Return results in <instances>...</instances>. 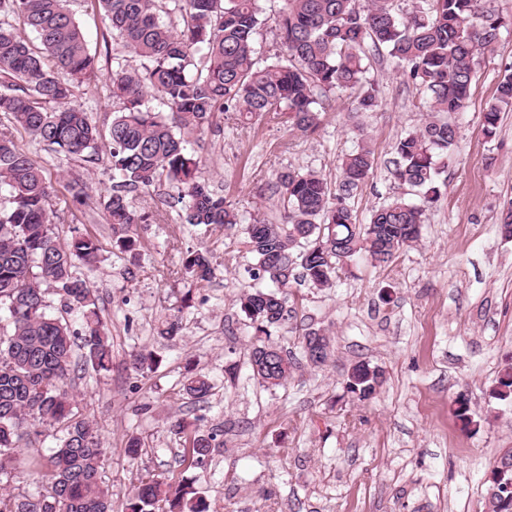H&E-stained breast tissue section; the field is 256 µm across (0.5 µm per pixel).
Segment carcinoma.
Instances as JSON below:
<instances>
[{
    "label": "carcinoma",
    "instance_id": "obj_1",
    "mask_svg": "<svg viewBox=\"0 0 512 512\" xmlns=\"http://www.w3.org/2000/svg\"><path fill=\"white\" fill-rule=\"evenodd\" d=\"M112 39L139 61L132 68L113 55L112 100L118 104L108 132L112 184L100 196L116 243L136 246L129 232L161 215L133 209L128 195L162 179L178 185L181 219L193 226L226 228L240 223L239 212L201 180V160L191 138L208 128L217 112L244 125L286 119L303 135L315 131L319 96L331 91L358 93L357 110L378 106L376 89L365 87L371 60L389 58L422 90L433 116L395 142L391 174L418 191L424 202L437 194L438 158L456 145L451 115L470 99L476 67L496 50L504 18L492 0H427V7L400 12L394 0H286L274 18L284 54L261 66L254 35L266 23L260 0H90ZM179 13L182 25L161 15ZM16 15L36 34V47L15 31ZM98 56L90 52L69 0H0V186L9 187V207L0 208V313L9 329L0 330V477L14 469L20 442L40 435L41 426L58 429V445L48 459L50 483L36 495L0 492V512H113L112 494L99 468L103 448L92 425L73 413L66 381L75 367L101 371L112 362V344L90 280L102 248L89 232L73 231L63 241L51 215V186L40 161L17 145L12 129L69 158L96 163L102 136L76 103L79 84L95 76ZM150 92L169 107L146 106ZM512 105V67L500 74L495 101L484 113L483 130L495 133L501 108ZM374 166L367 145L346 154L341 182L332 187L316 171L288 168L275 173L270 196L282 204L281 222L257 219L243 228L244 244L255 259L251 286L237 302L250 320L256 342L248 352L252 377L267 389L285 385L294 363L265 337L286 321L287 289L295 269L314 288H330L350 262L366 257L387 264L420 240L425 206L399 195L362 224L351 198ZM183 269L195 282L214 274L209 251L186 254ZM76 313L78 326L47 311L45 287ZM183 330L181 318L162 320L158 334L172 340ZM83 349L75 359V347ZM303 356L325 365L332 339L323 329L306 332ZM384 372L356 365L346 391L360 402L374 397ZM213 384L195 376L184 385L194 399L208 397ZM218 434L189 439L191 464L203 466L219 447ZM489 512L512 509V469L487 497ZM128 512H207L203 497L178 481L141 480Z\"/></svg>",
    "mask_w": 512,
    "mask_h": 512
}]
</instances>
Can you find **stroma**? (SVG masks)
Instances as JSON below:
<instances>
[{
  "instance_id": "1",
  "label": "stroma",
  "mask_w": 512,
  "mask_h": 512,
  "mask_svg": "<svg viewBox=\"0 0 512 512\" xmlns=\"http://www.w3.org/2000/svg\"><path fill=\"white\" fill-rule=\"evenodd\" d=\"M494 6L510 24L495 54L481 60L469 104L454 118L456 147L443 161L420 241L386 265L356 259L332 288L292 283L291 316L270 340L298 367L274 391L250 376L252 330L236 298L249 283L253 257L240 227L183 223L179 190L164 180L132 196L136 210L160 212L162 221L136 225V250L120 252L99 206L111 183L108 162L70 159L17 133L53 187L60 238L79 225L102 248L91 281L112 337V367L72 373L68 385L75 413L94 424L102 442L100 476L115 512H125L131 489L148 476L192 483L209 512H486V477L512 451V397L495 396L501 373L512 367V238L499 227L512 200V107L502 110L495 136L483 133L498 75L512 66V0ZM69 8L99 59L96 78L80 86L77 101L105 133L113 112L112 36L89 0H70ZM368 77L378 85V107L360 112L353 94H330L312 134L290 133L284 123L240 126L219 113L193 140L204 179L234 204L242 224L256 217L279 222L278 201L267 190L277 170H314L335 184L342 157L364 141L375 162L352 201L359 221L402 194L388 161L396 139L424 122L426 97L390 61L373 62ZM72 180L87 184L85 205L66 190ZM202 247L212 252L214 276L196 286L182 261ZM174 313L182 335L161 339L155 328ZM319 328L329 332L334 356L316 368L303 360L299 341ZM142 351L155 356L152 370L134 368ZM360 362L385 372L366 403L345 389ZM197 374L214 385L200 401L183 390ZM461 399L470 421L457 415ZM178 419L184 432L173 427ZM197 430L220 431L223 441L202 470L180 461ZM57 436L44 428L22 450L8 482L13 493L47 486L48 468L34 471L29 462L48 459ZM132 438L142 447L135 458L126 452Z\"/></svg>"
}]
</instances>
